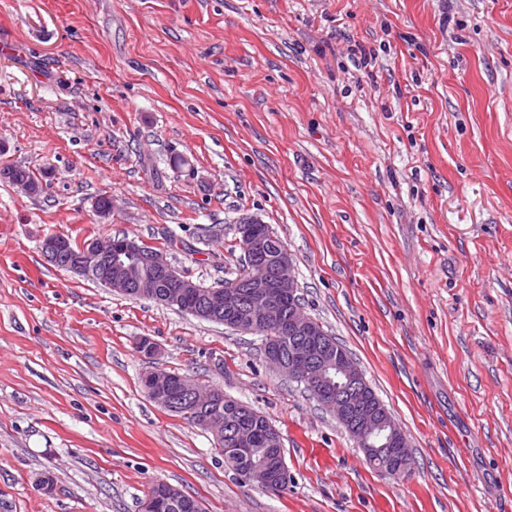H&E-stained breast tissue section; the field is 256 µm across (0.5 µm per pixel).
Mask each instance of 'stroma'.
Segmentation results:
<instances>
[{
    "label": "stroma",
    "instance_id": "stroma-1",
    "mask_svg": "<svg viewBox=\"0 0 512 512\" xmlns=\"http://www.w3.org/2000/svg\"><path fill=\"white\" fill-rule=\"evenodd\" d=\"M5 164L45 184L0 180L11 512H139L157 481L206 512H512V0H0ZM250 219L406 433L408 478L372 468L259 337L41 251L125 235L214 287ZM156 365L263 412L287 490L149 401ZM0 179L8 180L12 184L22 182L30 183L33 188L32 195H39L44 191L42 180L35 175V173L27 167L10 165L0 168ZM18 186L27 194L30 193L31 188L28 184H18ZM264 439L270 448H279L282 443L280 433L271 425L267 428ZM226 448L225 444L223 447L216 446L219 453L224 456V465L227 468L239 476L244 471L243 480L246 483L265 489H277L288 482V466L283 457H280L273 467L260 464L246 469L249 465L263 463L270 455V448H267L261 439L251 447L246 459L234 457Z\"/></svg>",
    "mask_w": 512,
    "mask_h": 512
}]
</instances>
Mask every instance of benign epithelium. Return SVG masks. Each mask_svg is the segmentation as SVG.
<instances>
[{"instance_id": "1", "label": "benign epithelium", "mask_w": 512, "mask_h": 512, "mask_svg": "<svg viewBox=\"0 0 512 512\" xmlns=\"http://www.w3.org/2000/svg\"><path fill=\"white\" fill-rule=\"evenodd\" d=\"M236 233L251 255L249 278L243 288L230 281L203 290L128 237L117 241L96 238L75 251L70 238L59 234L44 238L41 250L49 261L63 260L69 270L97 277L112 292L149 298L165 307H182L199 294L200 301L187 307L198 319L256 336L277 329L294 344L286 354L275 345L266 347L267 362L310 390L348 433L365 445L362 452L367 459L375 460L374 449L367 444L384 433L391 458L378 471L397 479L407 477L405 462L412 460L407 436L352 358L335 352L324 340V331L317 327L316 320L295 302L298 283L287 248L271 252L276 237L258 220L237 225ZM143 381L146 393L160 406L198 412L197 426L208 431L216 444L227 443L245 451L254 443L255 436L243 420L224 422L223 390L204 388L187 376L171 381L159 368L146 372ZM288 479V466L282 457L272 467L260 464L243 472L246 483L265 489H277ZM174 501V495L163 490L149 493L141 501L140 512H162Z\"/></svg>"}]
</instances>
